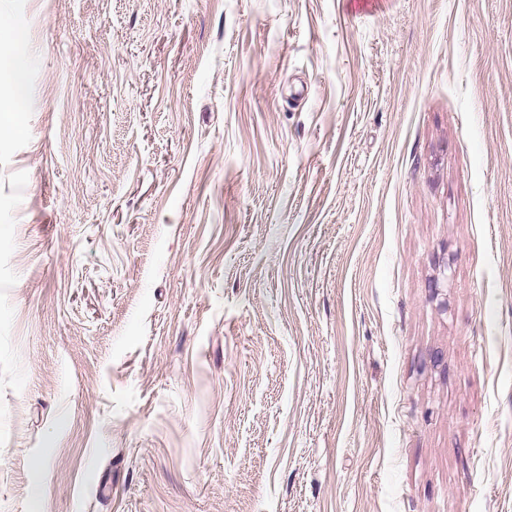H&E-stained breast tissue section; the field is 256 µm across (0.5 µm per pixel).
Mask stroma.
<instances>
[{
    "mask_svg": "<svg viewBox=\"0 0 512 512\" xmlns=\"http://www.w3.org/2000/svg\"><path fill=\"white\" fill-rule=\"evenodd\" d=\"M0 11V512H512V0ZM0 37L9 40L7 57L0 58V84L12 89L11 96L0 99V112L5 118L11 112L21 111V101L25 87L24 62L29 58V49L24 38L13 29L12 21L7 14L0 12Z\"/></svg>",
    "mask_w": 512,
    "mask_h": 512,
    "instance_id": "obj_1",
    "label": "stroma"
}]
</instances>
